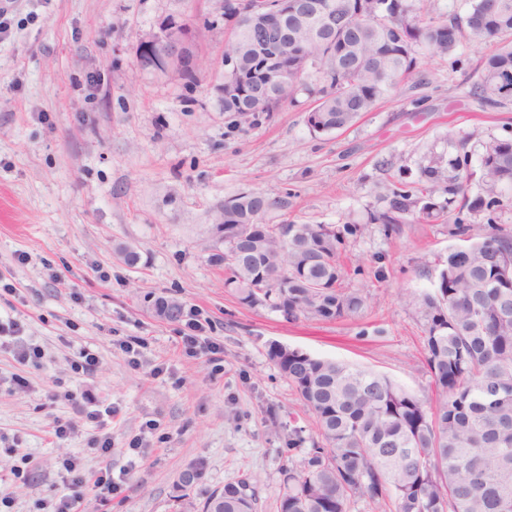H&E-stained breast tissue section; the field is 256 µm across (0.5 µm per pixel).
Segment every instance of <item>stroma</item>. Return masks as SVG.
I'll use <instances>...</instances> for the list:
<instances>
[{"instance_id":"stroma-1","label":"stroma","mask_w":512,"mask_h":512,"mask_svg":"<svg viewBox=\"0 0 512 512\" xmlns=\"http://www.w3.org/2000/svg\"><path fill=\"white\" fill-rule=\"evenodd\" d=\"M197 30L200 74L143 68L137 48L167 20ZM224 17L218 0H17L0 34V319L23 326L41 348L38 365L0 352V434L21 441L0 454V495L10 512L60 489L58 462L76 455L88 478L124 473L127 490L101 508L89 487L80 512H201L208 495L241 475L260 491L258 512H276L289 421L314 430L269 356L277 342L381 373L423 400L431 378L412 300L432 290L462 221L480 238L512 233V190L498 206L447 223L423 220L386 233L376 222L397 183L421 168L447 169L458 144L479 171L482 145L512 138V102L480 106L471 93L487 52L472 46L440 58L422 52L412 79L351 127L317 134L306 94L250 129L224 117ZM247 190L285 197L266 224H346V287L368 307L332 323L291 324L279 313L239 305L224 286L223 248L212 224L225 199ZM137 252L130 266L117 254ZM175 299L197 320L187 353L183 321L154 316ZM137 340L136 356L124 344ZM97 354L93 377L112 405V454L87 451V432L59 439L65 399L47 391L84 382L81 347ZM30 386L13 387L12 374ZM144 447H134L136 438ZM31 454L33 480L15 478ZM194 472L190 486L182 477Z\"/></svg>"}]
</instances>
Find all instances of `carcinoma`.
<instances>
[{"mask_svg": "<svg viewBox=\"0 0 512 512\" xmlns=\"http://www.w3.org/2000/svg\"><path fill=\"white\" fill-rule=\"evenodd\" d=\"M346 28L321 40L288 17V48L282 65L288 83L273 90L263 114L269 118L305 91L316 97L307 123L328 134L354 125L364 112L392 94L416 70L418 50L440 56L466 44L492 45L481 61L473 95L484 105L512 100V0H470L464 13L425 22L408 0H340ZM231 22L224 54L237 55L252 72L244 28L248 17L224 0ZM320 85L305 82L309 71ZM252 83L224 101L237 112L232 126L254 125L247 111ZM481 156V191L468 195L472 174L460 160L448 171L421 170L416 184L392 191L380 216L386 231L406 217L444 221L460 207L479 214L499 203L490 188L512 189V139H494ZM283 205L261 191H243L224 201V224L236 237L224 244V286L250 309H270L288 322H333L367 307L358 290L341 286L342 248L349 228L334 224H268L253 232L261 213ZM423 329L425 364L438 391L433 404L388 377L333 359L314 357L273 343L271 359L315 420V434L288 431L277 512H350L365 501L370 512H512V234L489 233L451 248L438 284L416 298ZM155 315L180 320L182 304L153 302ZM309 444L301 461L294 451ZM259 495L242 476L212 493L203 512H257Z\"/></svg>", "mask_w": 512, "mask_h": 512, "instance_id": "obj_1", "label": "carcinoma"}]
</instances>
